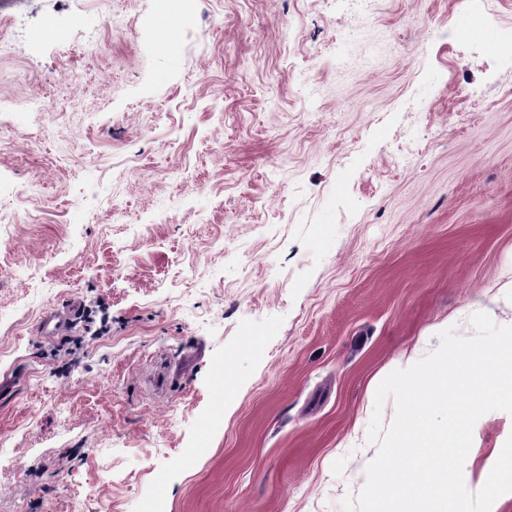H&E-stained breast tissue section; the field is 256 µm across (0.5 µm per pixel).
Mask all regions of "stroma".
Returning <instances> with one entry per match:
<instances>
[{"label":"stroma","mask_w":512,"mask_h":512,"mask_svg":"<svg viewBox=\"0 0 512 512\" xmlns=\"http://www.w3.org/2000/svg\"><path fill=\"white\" fill-rule=\"evenodd\" d=\"M192 9L162 58L151 0H0L72 28L0 57V512H342L400 356L512 315V54L462 0ZM74 304L112 329L70 358ZM511 435L476 422L473 489Z\"/></svg>","instance_id":"stroma-1"}]
</instances>
